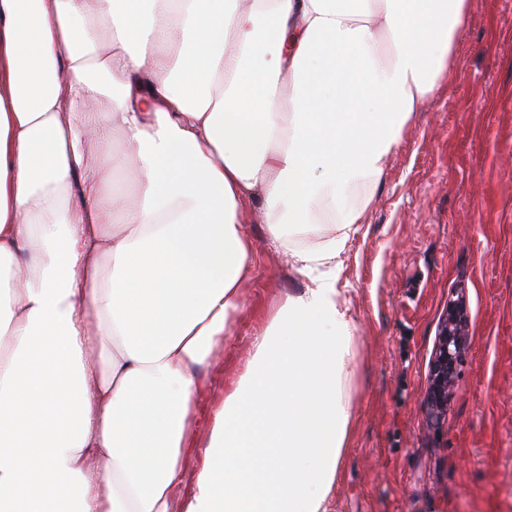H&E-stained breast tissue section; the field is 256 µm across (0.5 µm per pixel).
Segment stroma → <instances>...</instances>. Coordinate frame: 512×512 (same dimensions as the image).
I'll use <instances>...</instances> for the list:
<instances>
[{"instance_id":"1","label":"stroma","mask_w":512,"mask_h":512,"mask_svg":"<svg viewBox=\"0 0 512 512\" xmlns=\"http://www.w3.org/2000/svg\"><path fill=\"white\" fill-rule=\"evenodd\" d=\"M242 227L254 273L229 336L197 370L189 471L255 335L307 284L260 207ZM340 261L357 368L327 512H512V0H470L455 64L404 126ZM453 300L466 304L469 345L434 425L425 396Z\"/></svg>"}]
</instances>
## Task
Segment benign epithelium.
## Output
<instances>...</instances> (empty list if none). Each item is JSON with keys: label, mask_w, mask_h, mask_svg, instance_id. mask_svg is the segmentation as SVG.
<instances>
[{"label": "benign epithelium", "mask_w": 512, "mask_h": 512, "mask_svg": "<svg viewBox=\"0 0 512 512\" xmlns=\"http://www.w3.org/2000/svg\"><path fill=\"white\" fill-rule=\"evenodd\" d=\"M468 341V317L461 301L448 304L432 361V378L426 394L430 414L440 419L447 413L448 398L456 384L457 364Z\"/></svg>", "instance_id": "1"}]
</instances>
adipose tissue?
I'll return each mask as SVG.
<instances>
[{"label":"adipose tissue","instance_id":"adipose-tissue-1","mask_svg":"<svg viewBox=\"0 0 512 512\" xmlns=\"http://www.w3.org/2000/svg\"><path fill=\"white\" fill-rule=\"evenodd\" d=\"M468 8L0 0V512H326L357 365L339 257ZM258 204L308 284L188 474L195 370L242 308Z\"/></svg>","mask_w":512,"mask_h":512}]
</instances>
